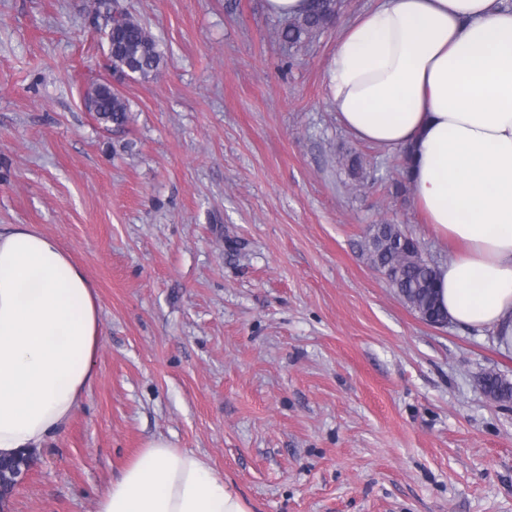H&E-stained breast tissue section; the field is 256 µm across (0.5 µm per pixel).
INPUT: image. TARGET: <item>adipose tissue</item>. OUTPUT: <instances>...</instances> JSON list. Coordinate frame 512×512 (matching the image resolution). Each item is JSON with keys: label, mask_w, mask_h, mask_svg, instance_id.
<instances>
[{"label": "adipose tissue", "mask_w": 512, "mask_h": 512, "mask_svg": "<svg viewBox=\"0 0 512 512\" xmlns=\"http://www.w3.org/2000/svg\"><path fill=\"white\" fill-rule=\"evenodd\" d=\"M354 138L406 154L417 205L458 250L439 266L450 322L512 353V8L382 0L345 26L328 73ZM98 295L59 241L0 228V458L48 447L96 373ZM97 512H247L199 455L157 438Z\"/></svg>", "instance_id": "adipose-tissue-1"}]
</instances>
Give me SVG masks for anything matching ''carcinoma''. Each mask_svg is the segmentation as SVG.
<instances>
[{"instance_id":"cac0c4a2","label":"carcinoma","mask_w":512,"mask_h":512,"mask_svg":"<svg viewBox=\"0 0 512 512\" xmlns=\"http://www.w3.org/2000/svg\"><path fill=\"white\" fill-rule=\"evenodd\" d=\"M340 0H309L301 16L286 21L279 29V39L296 46L311 38L339 13ZM112 40V72L148 78L156 73L162 60L156 41L147 28L128 13L110 17ZM96 119L107 127L120 129L129 120V104L117 92H108L98 84L89 94ZM365 250L370 263L388 275L390 287L432 325L447 322L437 298V266L423 256L419 242L406 234L398 224H373L368 229ZM482 389L498 399H512V384L488 373L481 381Z\"/></svg>"}]
</instances>
